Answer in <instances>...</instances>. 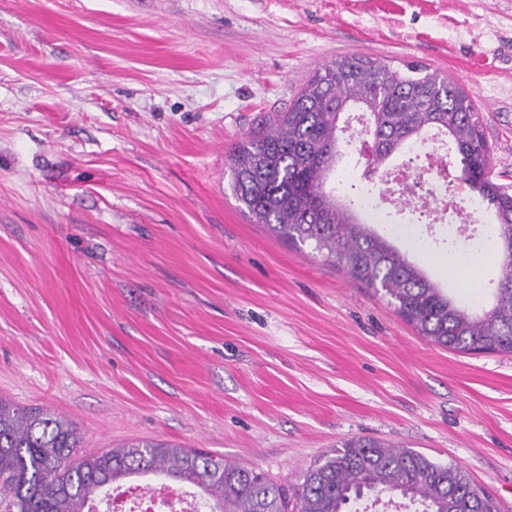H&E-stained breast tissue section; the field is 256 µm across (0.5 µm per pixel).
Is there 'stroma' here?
I'll return each instance as SVG.
<instances>
[{
  "instance_id": "35a3bbf8",
  "label": "stroma",
  "mask_w": 512,
  "mask_h": 512,
  "mask_svg": "<svg viewBox=\"0 0 512 512\" xmlns=\"http://www.w3.org/2000/svg\"><path fill=\"white\" fill-rule=\"evenodd\" d=\"M351 55L460 84L512 189V0H0V398L86 453L162 441L284 484L373 437L512 512V353L437 347L233 194L235 145ZM395 216L490 300L498 262L440 261L457 216Z\"/></svg>"
}]
</instances>
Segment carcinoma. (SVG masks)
Here are the masks:
<instances>
[{
  "mask_svg": "<svg viewBox=\"0 0 512 512\" xmlns=\"http://www.w3.org/2000/svg\"><path fill=\"white\" fill-rule=\"evenodd\" d=\"M352 106L368 115L378 168L431 129L448 135L460 179L495 219L503 273L488 306L465 307L445 294L354 201L336 194L329 180L345 157L340 123ZM230 162L234 194L254 223L291 244H313L349 278L383 291L420 335L452 351L512 352V191L490 179L478 106L457 82L412 62L399 69L355 56L335 59L266 131L243 138ZM80 442L65 417L0 399V491L8 507L90 512L104 490L154 474L200 488L210 512H347L365 497L393 496L422 512H499L495 498L478 490L462 466L373 438L345 441L288 487L170 443L140 441L84 454Z\"/></svg>",
  "mask_w": 512,
  "mask_h": 512,
  "instance_id": "1",
  "label": "carcinoma"
}]
</instances>
